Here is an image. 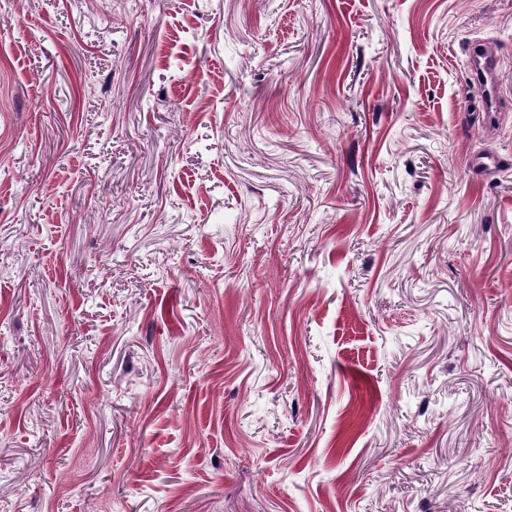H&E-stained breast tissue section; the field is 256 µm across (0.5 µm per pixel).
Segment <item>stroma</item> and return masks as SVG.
Returning a JSON list of instances; mask_svg holds the SVG:
<instances>
[{
  "instance_id": "obj_1",
  "label": "stroma",
  "mask_w": 512,
  "mask_h": 512,
  "mask_svg": "<svg viewBox=\"0 0 512 512\" xmlns=\"http://www.w3.org/2000/svg\"><path fill=\"white\" fill-rule=\"evenodd\" d=\"M0 512H512V0H0ZM467 67L473 86L482 100L483 108L481 112H485L486 117L492 120V114L496 112L503 97L500 78L497 75L498 63L495 60L485 58L481 54L478 44L474 42L468 57Z\"/></svg>"
}]
</instances>
